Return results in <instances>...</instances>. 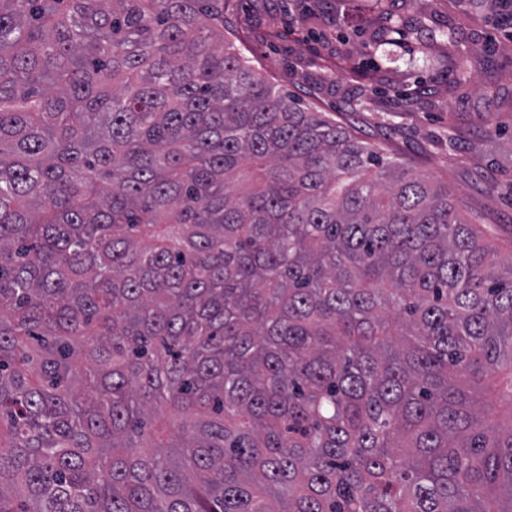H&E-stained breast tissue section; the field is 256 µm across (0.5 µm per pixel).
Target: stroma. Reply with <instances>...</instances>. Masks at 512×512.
Returning <instances> with one entry per match:
<instances>
[{
  "label": "stroma",
  "mask_w": 512,
  "mask_h": 512,
  "mask_svg": "<svg viewBox=\"0 0 512 512\" xmlns=\"http://www.w3.org/2000/svg\"><path fill=\"white\" fill-rule=\"evenodd\" d=\"M225 0L231 39L276 85L481 214L512 252V42L480 0ZM393 60L374 54L388 19ZM468 56L473 79L458 84ZM497 129L487 140L486 125Z\"/></svg>",
  "instance_id": "obj_1"
}]
</instances>
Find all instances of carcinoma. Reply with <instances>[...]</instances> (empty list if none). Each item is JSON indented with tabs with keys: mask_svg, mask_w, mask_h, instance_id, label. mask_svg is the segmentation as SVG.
I'll return each instance as SVG.
<instances>
[{
	"mask_svg": "<svg viewBox=\"0 0 512 512\" xmlns=\"http://www.w3.org/2000/svg\"><path fill=\"white\" fill-rule=\"evenodd\" d=\"M224 30L0 0V512H512V257Z\"/></svg>",
	"mask_w": 512,
	"mask_h": 512,
	"instance_id": "1",
	"label": "carcinoma"
}]
</instances>
